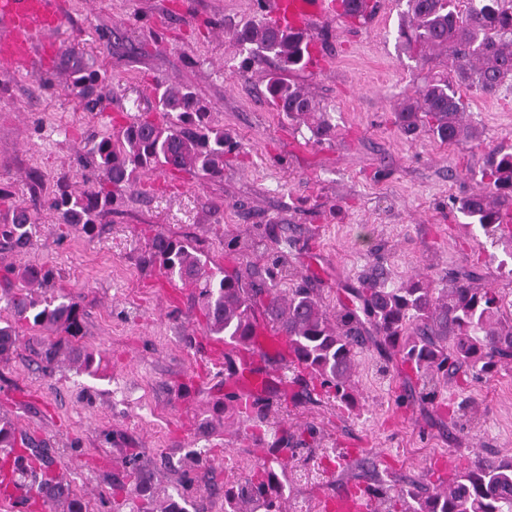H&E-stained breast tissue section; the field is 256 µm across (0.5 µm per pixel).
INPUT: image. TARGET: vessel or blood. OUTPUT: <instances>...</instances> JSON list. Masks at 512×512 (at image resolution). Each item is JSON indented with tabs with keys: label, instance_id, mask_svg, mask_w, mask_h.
<instances>
[{
	"label": "vessel or blood",
	"instance_id": "obj_1",
	"mask_svg": "<svg viewBox=\"0 0 512 512\" xmlns=\"http://www.w3.org/2000/svg\"><path fill=\"white\" fill-rule=\"evenodd\" d=\"M259 9L271 26L283 30L313 32L347 9L343 0H261ZM66 23L62 0H0V61L40 66L52 47L53 36ZM261 342L236 348L242 369L238 380L246 394L266 391L271 372L265 364L271 356L286 354L282 333L264 329ZM28 492L13 476L0 481V500L27 506ZM328 512H373V501L346 492L326 503Z\"/></svg>",
	"mask_w": 512,
	"mask_h": 512
}]
</instances>
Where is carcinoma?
<instances>
[{
	"label": "carcinoma",
	"instance_id": "1",
	"mask_svg": "<svg viewBox=\"0 0 512 512\" xmlns=\"http://www.w3.org/2000/svg\"><path fill=\"white\" fill-rule=\"evenodd\" d=\"M412 27L401 32L408 49L448 52L449 75L426 83L398 112L401 131L424 132L442 144L478 139L466 120L460 88L495 95L512 83V0H406ZM247 49L239 68L249 70L259 58L274 64L267 75L266 99L287 119L307 126L311 139H329L332 126L326 109L289 74L307 68L311 38L303 32L270 27L257 18L232 30ZM79 84L91 87L106 75L91 58H73ZM155 111L159 118L137 117L116 134L92 142L82 156L84 189L75 193L60 184L44 206L89 235L100 217L112 210L116 191L136 183L146 171H193L210 180L224 179V155L234 146L224 128L208 121V108L186 87L160 83ZM479 188L458 199V212L479 226L487 237L512 242V151L495 148L477 174ZM36 223L24 202L0 215V247L22 252L30 244ZM203 253L187 240L160 233L140 263L156 267L169 280L197 290V303L209 334L237 345L258 337L257 316L288 338V346L321 388L337 402L353 404L352 376L366 337L377 338L386 352L400 357L423 382L427 397L463 369L488 374L512 360V300L493 288L474 285V274L438 284L423 276L389 287L382 272L364 279L358 305L330 315L306 282L277 288L271 273L256 269L217 273ZM56 278L51 268L37 264H0V301L13 319L0 321V363L17 350L18 325L40 336V357L48 365L64 359L90 375L97 374L98 354L76 345L84 335L82 300L47 293ZM272 403L254 402L244 422L261 428ZM303 440L286 428L273 431L267 442L276 456L295 454ZM21 446L48 466L44 454L26 437H18L13 422L0 418V448ZM133 492L148 512H154L155 474L134 455ZM14 476L31 480L47 505L61 512H87L84 499L67 481L36 480L15 461ZM282 484L274 467L255 466L243 480L224 485V512H281ZM404 512H512V463L478 460L457 474L446 488L401 494Z\"/></svg>",
	"mask_w": 512,
	"mask_h": 512
}]
</instances>
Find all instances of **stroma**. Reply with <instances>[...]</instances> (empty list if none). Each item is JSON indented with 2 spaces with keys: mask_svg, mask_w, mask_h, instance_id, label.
Masks as SVG:
<instances>
[{
  "mask_svg": "<svg viewBox=\"0 0 512 512\" xmlns=\"http://www.w3.org/2000/svg\"><path fill=\"white\" fill-rule=\"evenodd\" d=\"M65 2L51 65L0 71V187L8 192L0 213L18 200L36 207L30 246L5 259L53 268L56 288L81 297V344L102 361L93 376L43 367L36 338L23 330L0 365V416L47 449L51 473H63L90 512H134L127 489L136 453L155 469L159 497L186 495L195 512H224L225 484L269 457L228 399L235 381L211 360L216 345L191 289L139 266L156 234L192 240L227 271L280 260V288L309 281L331 313L374 267L394 286L417 274L472 272L512 297V246L483 243L454 205L474 190L485 154L512 146V88L464 92L479 141L405 137L395 119L401 103L448 71L445 55L406 51L405 0H371L366 20L339 16L314 32L320 64L292 78L329 111L333 135L320 144L264 98L269 65L238 69L243 52L230 30L254 18L253 0ZM72 49L93 54L107 74L96 111L80 105ZM47 76L53 88L43 86ZM160 82L194 90L237 142L223 180L146 173L119 190L94 236L58 223L45 196L60 182L82 191L78 158L90 139L151 110ZM272 375L266 396L281 406L277 424L313 431L279 474L282 512H318L354 484L394 499L413 480L447 482L476 460H512V362L485 377L457 376L428 403L417 377L370 339L357 357L352 408L315 390L307 373L276 366ZM460 400L462 419L453 414ZM217 402L223 414H214ZM192 453L203 463L187 488L180 474Z\"/></svg>",
  "mask_w": 512,
  "mask_h": 512,
  "instance_id": "obj_1",
  "label": "stroma"
}]
</instances>
